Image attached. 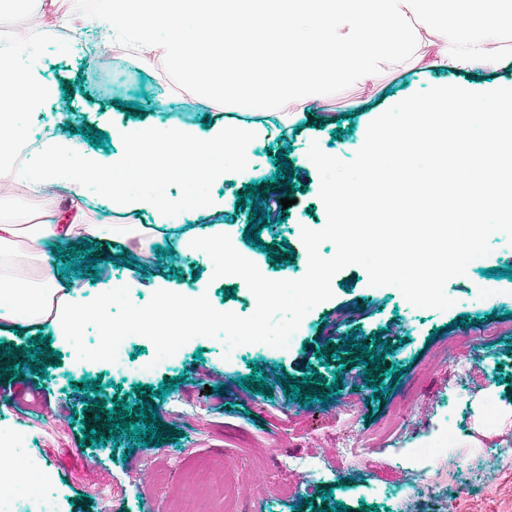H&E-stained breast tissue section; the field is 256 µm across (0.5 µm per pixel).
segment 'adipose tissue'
<instances>
[{
  "mask_svg": "<svg viewBox=\"0 0 512 512\" xmlns=\"http://www.w3.org/2000/svg\"><path fill=\"white\" fill-rule=\"evenodd\" d=\"M100 11L69 26V48L79 51L84 31L112 41L134 42L145 60H163L195 85L209 103L277 115L288 122L289 104L313 101L329 84L366 83L392 56L410 55L427 69L480 71L499 67V44L512 39V0H104ZM57 28L43 25L0 42V181L25 184L32 196L55 191L76 201L136 170L152 183L113 200V208L137 214L136 224H89L87 237L134 236L171 224L175 215H216L219 200L193 190L165 193L169 172L188 180L201 172L223 182L232 165H244L261 125L202 129L186 122L122 124L112 136L124 151L102 155L83 147L64 129L40 131L46 107L57 97L41 48L56 43ZM26 230L36 261L17 272L13 239ZM70 233L53 208L0 210V325L57 326L61 336L97 319L102 335L112 322L102 314L109 293L84 300L79 281L57 270L55 245ZM224 235L205 224L179 236L177 250L208 254L223 267L211 243Z\"/></svg>",
  "mask_w": 512,
  "mask_h": 512,
  "instance_id": "1",
  "label": "adipose tissue"
}]
</instances>
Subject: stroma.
<instances>
[{"instance_id":"35a3bbf8","label":"stroma","mask_w":512,"mask_h":512,"mask_svg":"<svg viewBox=\"0 0 512 512\" xmlns=\"http://www.w3.org/2000/svg\"><path fill=\"white\" fill-rule=\"evenodd\" d=\"M47 77L64 85L65 94L44 112L43 124L55 125L67 117L72 128L92 127L111 132L113 125L160 121L173 115L196 125L208 121L237 122L239 113L199 102L195 87L181 80L163 61L145 65L139 51L127 44H108L86 36L80 53L63 43L43 50ZM457 85L483 92L512 87V65L493 71L451 72L424 70L404 56L389 57L364 85H331L312 105H296L293 130L273 133L248 149L244 169L230 183L208 185L209 195L221 197L219 219L234 247L270 279L284 270L303 276L308 255L301 228L318 230L327 216L319 197L320 180L308 157L311 142L342 160H352L362 146L371 121L403 99L433 86ZM294 169L289 185L273 183L277 155ZM268 183L270 191L294 195L296 202L280 208L262 228L261 247L245 239L249 208L237 200L244 186ZM61 223L70 225L73 246H83L85 224H134L138 218L92 204L59 203ZM179 228L158 229L151 242L130 240L121 245L102 239L90 258L99 262L98 278L84 276L83 294L99 295L116 280L136 279L130 298L146 304L151 284L164 287L190 284L194 295H207L220 311L251 315L256 299L246 283L234 276L214 278L206 256L172 252ZM288 241L291 262L269 257L272 242ZM491 252L481 267L450 279L446 294L453 306L445 311L416 308L400 291L389 287L373 292L366 271L357 265L339 271L331 281L332 299L314 307L302 320L288 348L254 345L227 350L223 340L197 337L186 343L171 364L149 367L153 344L136 340V358L90 366L76 362L75 350L48 324L19 330H0V354L13 347L23 355L28 341L45 335L58 350V366L31 371L30 380L14 386L10 374L0 373V426L13 430V446L21 459L51 475L52 494L47 512H100L101 498L118 490L112 512H222V484H236L233 512H328L342 502L348 512H512V458L495 472L490 497H474V484L484 479V468L472 456L476 448L512 443V332H499L505 312L512 311V279L500 269L512 270V242L498 233L489 240ZM165 255H158V248ZM123 252L115 260V252ZM486 280L491 290L476 293L473 284ZM469 324H462V317ZM373 345L387 362L402 367L389 390L368 384L364 366L343 365L331 359L321 365L318 348L326 342L346 343L347 334ZM465 337L455 362L437 361L448 336ZM318 368L321 382L302 386L314 401L304 405L287 397L277 376H302L305 365ZM261 367L270 390H245L239 378ZM183 382L165 398H151L153 414L166 437L159 445L143 446L120 437L110 446L84 443L82 420L86 403L103 401L113 408L124 399L137 404V384L159 385L173 376ZM338 378L339 391L329 402L317 401L324 380ZM100 379L101 392L75 391L83 380ZM413 411L400 437L384 442L374 437L385 411L403 401ZM351 407L350 417L339 413ZM353 433L363 441L358 458L347 460L336 452V437ZM320 461L323 474L304 478L301 471L281 467L286 456ZM408 487L409 497L390 492Z\"/></svg>"}]
</instances>
